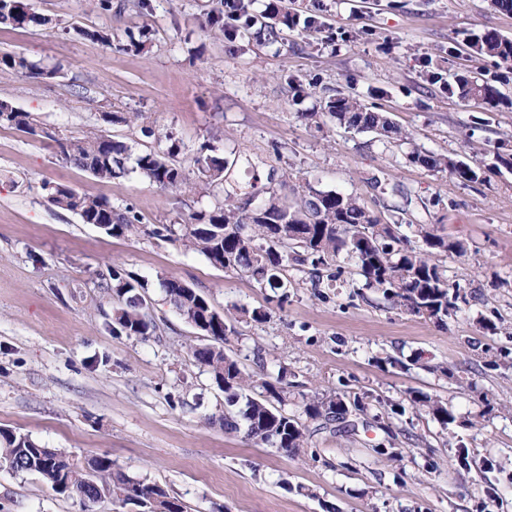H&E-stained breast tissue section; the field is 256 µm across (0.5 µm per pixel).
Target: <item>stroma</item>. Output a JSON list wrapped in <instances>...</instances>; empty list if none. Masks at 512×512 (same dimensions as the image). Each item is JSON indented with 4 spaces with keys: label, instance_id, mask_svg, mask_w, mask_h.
I'll return each mask as SVG.
<instances>
[{
    "label": "stroma",
    "instance_id": "1",
    "mask_svg": "<svg viewBox=\"0 0 512 512\" xmlns=\"http://www.w3.org/2000/svg\"><path fill=\"white\" fill-rule=\"evenodd\" d=\"M321 3L316 38L297 26L274 44L244 39L237 51L201 29L212 0H151L147 14L133 0H112L108 12L92 0H33L49 25H0V55L52 72L0 71V100L63 138L95 132L138 152L172 150L186 175L179 190L135 172L105 181L65 164L48 140L0 129V428L79 459L108 455L185 512H512V168L497 161L512 153V65L469 48L487 32L512 38V14L490 0ZM80 26L111 34L112 46L82 39ZM132 34L144 50L127 49ZM463 71L494 84L504 104L449 93ZM292 74L312 88L297 102ZM338 93L380 106L411 141L305 120ZM146 126L155 136L143 135ZM160 132L171 141H157ZM204 143L224 157V184L249 207L273 194L291 204L312 192L354 194L401 233L433 224L466 243L467 256L435 261L468 305L441 323L407 313L349 259L317 284L308 267H289L282 304L279 290L149 236L222 202L194 162ZM416 150L487 169L489 180L465 185L425 169L410 160ZM47 181L132 208L144 233L112 237L82 223L48 201ZM116 265L143 286L151 336L110 326ZM165 276L197 289L235 327L225 350L241 369L284 373L286 412L300 414L305 393L358 397L354 431L307 421L309 443L292 455L209 424L224 393L189 357L199 338L167 303ZM242 307L266 317L242 319ZM415 391L448 402L453 422L411 407ZM392 403L404 414H390ZM387 440L396 459L376 452ZM0 512L135 508L109 498L85 505L40 475L0 468Z\"/></svg>",
    "mask_w": 512,
    "mask_h": 512
}]
</instances>
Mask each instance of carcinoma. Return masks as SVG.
Here are the masks:
<instances>
[{"label":"carcinoma","instance_id":"obj_1","mask_svg":"<svg viewBox=\"0 0 512 512\" xmlns=\"http://www.w3.org/2000/svg\"><path fill=\"white\" fill-rule=\"evenodd\" d=\"M253 0H231L229 13H224V0H217L202 23L204 30L229 43L251 34L259 27L265 41L282 39L283 28L303 25L306 32L324 29L316 6H311L299 19L278 5L270 6L271 21L259 22L252 9ZM49 19L35 12L29 0H0V25L13 28L45 26ZM470 48L482 57L512 61V39L495 33L476 38ZM15 71L33 78L51 77L47 71L23 56H0V71ZM459 97L481 100L494 107L504 103L497 88L462 76L457 83ZM317 126L331 120L347 130L372 131L390 141H406L410 133L398 126L385 112L369 107L350 96L328 97L320 112L303 114ZM7 126L32 136L56 143L61 157L100 180L110 181L129 171L162 189H178L186 183L183 170L172 159V153L149 151L135 154L132 147L118 140L98 135L58 138L43 129L27 112H19L11 120H0ZM411 161L425 168L446 172L464 183L487 181L486 172L442 154L415 151ZM195 164L206 185L215 188L224 181V158L202 144ZM236 192L225 191L224 204L209 211L189 216L186 223L172 228L161 224L151 234L178 242L187 251L203 255L212 265L244 274L272 288L284 287L282 279L289 265L312 266L311 275L320 279V267L342 256L360 269L370 288H377L401 309L429 319L444 321L460 309L466 297L433 262V256L467 253L464 242L450 240L437 233L433 224L414 225L413 237L399 233V225L385 224L381 217L366 209L353 195L321 192L301 197L294 205L272 195L258 211L237 203ZM48 201L63 210L88 218V223L107 225L103 233L116 237H132L140 232L137 218L130 209L117 210L105 197L82 194L64 184L47 194ZM417 244H412V240ZM112 291L118 304L112 313V332L129 336H148L153 323L148 307L138 301L136 286L120 267H112ZM175 277L161 279L166 300L177 313L204 317L213 310L210 302L195 289L176 288ZM210 343L189 347L193 362L208 368L216 384L224 391V413L209 421L224 427L226 433L244 432L257 445H268L285 452H296L308 443L307 428L299 418L280 408L288 390L283 375H265L258 379L244 373L237 362L224 352L235 329L227 324H208ZM259 391V396L252 392ZM431 410L442 424L453 421L447 404L427 397L414 399ZM359 409V399L349 402L336 394L324 397L314 394L306 402L303 413L312 420H345L350 409ZM0 462L16 473L42 475L51 489L62 496L80 497L94 502L110 497L116 502L135 504L142 512H183L160 486L129 477L115 468L106 455L75 460L61 449L42 448L32 438L10 429H0Z\"/></svg>","mask_w":512,"mask_h":512}]
</instances>
